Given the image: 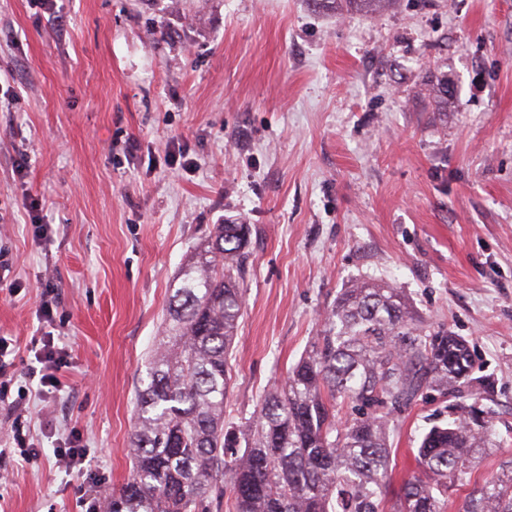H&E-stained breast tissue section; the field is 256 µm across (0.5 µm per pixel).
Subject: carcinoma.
I'll list each match as a JSON object with an SVG mask.
<instances>
[{
    "label": "carcinoma",
    "mask_w": 512,
    "mask_h": 512,
    "mask_svg": "<svg viewBox=\"0 0 512 512\" xmlns=\"http://www.w3.org/2000/svg\"><path fill=\"white\" fill-rule=\"evenodd\" d=\"M448 108V78L429 80ZM249 228L216 224L182 269L169 299V340L137 392L133 469L107 512H512L509 471L471 480L496 437L492 382L474 373L467 342L429 330L402 289L357 280L327 307L310 349L243 426L224 424L228 356L243 313ZM450 400L448 422L421 438L418 471L390 490L389 433L431 392ZM352 414L338 420L339 407Z\"/></svg>",
    "instance_id": "cac0c4a2"
}]
</instances>
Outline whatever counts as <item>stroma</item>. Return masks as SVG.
Here are the masks:
<instances>
[{
  "mask_svg": "<svg viewBox=\"0 0 512 512\" xmlns=\"http://www.w3.org/2000/svg\"><path fill=\"white\" fill-rule=\"evenodd\" d=\"M439 73L453 88L444 112L425 87ZM180 149L189 170L170 164ZM224 222L251 230L225 421L249 419L286 378L341 288L386 280L491 376L499 445L473 476L500 472L512 458V0H392L374 13L0 0L7 394L28 387L52 332L68 394L48 408L27 400L22 421L76 428L91 448L71 476L48 445L29 466L0 456V512H94L88 474L126 481L135 394L173 285ZM446 404L400 416L392 485Z\"/></svg>",
  "mask_w": 512,
  "mask_h": 512,
  "instance_id": "stroma-1",
  "label": "stroma"
}]
</instances>
